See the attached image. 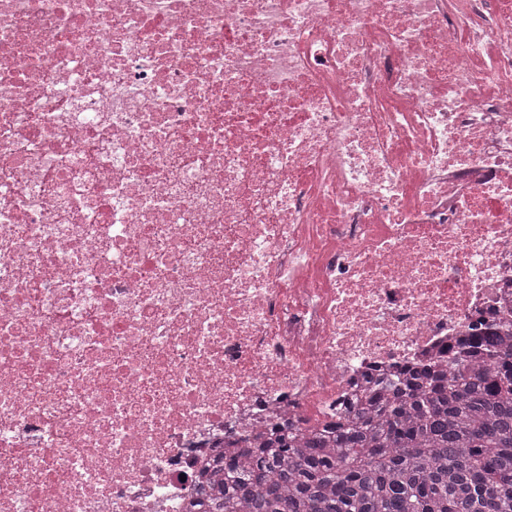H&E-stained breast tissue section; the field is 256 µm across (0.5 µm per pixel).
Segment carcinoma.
I'll return each instance as SVG.
<instances>
[{"label":"carcinoma","mask_w":512,"mask_h":512,"mask_svg":"<svg viewBox=\"0 0 512 512\" xmlns=\"http://www.w3.org/2000/svg\"><path fill=\"white\" fill-rule=\"evenodd\" d=\"M202 512H512V324L371 379L321 432L274 428L195 484Z\"/></svg>","instance_id":"obj_1"}]
</instances>
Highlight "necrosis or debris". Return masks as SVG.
Wrapping results in <instances>:
<instances>
[{
    "label": "necrosis or debris",
    "mask_w": 512,
    "mask_h": 512,
    "mask_svg": "<svg viewBox=\"0 0 512 512\" xmlns=\"http://www.w3.org/2000/svg\"><path fill=\"white\" fill-rule=\"evenodd\" d=\"M502 320L512 0H0V512H186Z\"/></svg>",
    "instance_id": "1"
}]
</instances>
